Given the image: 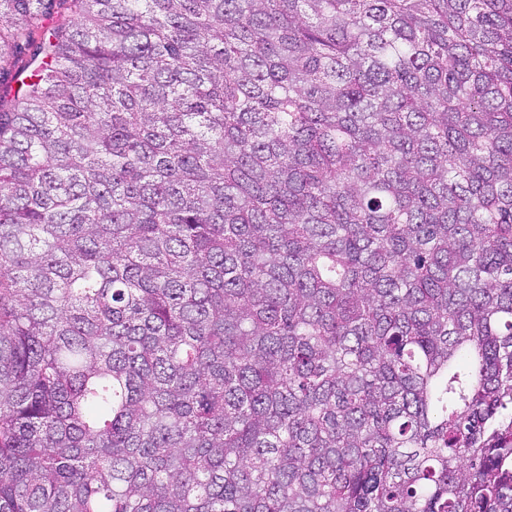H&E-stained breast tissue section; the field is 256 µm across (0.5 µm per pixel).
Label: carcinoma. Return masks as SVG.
I'll use <instances>...</instances> for the list:
<instances>
[{
    "label": "carcinoma",
    "mask_w": 512,
    "mask_h": 512,
    "mask_svg": "<svg viewBox=\"0 0 512 512\" xmlns=\"http://www.w3.org/2000/svg\"><path fill=\"white\" fill-rule=\"evenodd\" d=\"M0 512H512V0H0Z\"/></svg>",
    "instance_id": "cac0c4a2"
}]
</instances>
